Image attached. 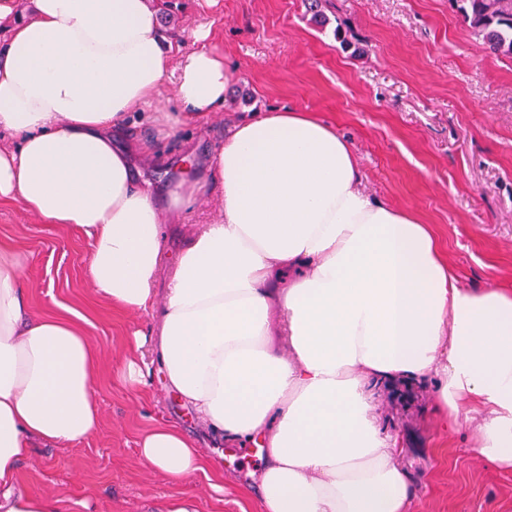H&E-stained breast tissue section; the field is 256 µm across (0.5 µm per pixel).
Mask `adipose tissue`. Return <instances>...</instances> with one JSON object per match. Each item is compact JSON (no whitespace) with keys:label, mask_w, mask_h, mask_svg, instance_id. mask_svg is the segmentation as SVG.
Wrapping results in <instances>:
<instances>
[{"label":"adipose tissue","mask_w":512,"mask_h":512,"mask_svg":"<svg viewBox=\"0 0 512 512\" xmlns=\"http://www.w3.org/2000/svg\"><path fill=\"white\" fill-rule=\"evenodd\" d=\"M0 203L81 232L96 294L149 316L113 375L164 387L218 441L257 449L262 512H412L381 388L431 382L435 412L473 452L512 470V291L459 285L430 227L365 190L350 144L311 112L237 123L213 158L216 215L168 256L162 212L112 132L132 111L172 135L213 116L232 73L199 26L163 46L152 0H0ZM172 85L179 113L159 106ZM30 255L0 245V512H69L12 493L35 443L73 445L102 421L101 354L86 316L30 309ZM166 292H159V280ZM140 462L174 481L223 476L180 427L142 437Z\"/></svg>","instance_id":"adipose-tissue-1"}]
</instances>
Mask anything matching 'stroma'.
Returning <instances> with one entry per match:
<instances>
[{"mask_svg":"<svg viewBox=\"0 0 512 512\" xmlns=\"http://www.w3.org/2000/svg\"><path fill=\"white\" fill-rule=\"evenodd\" d=\"M153 4L173 17L162 27L167 48H190L192 29L209 26L210 44L232 72L220 115L169 137L147 124L129 130L163 157L157 166L135 162L139 182L161 208L181 182L201 188L194 208L168 225V254L216 206L211 157L225 132L288 108L315 113L349 140L368 192L430 225L461 286L512 289V56L483 53L451 0H321L325 27L312 22L304 0ZM338 25L361 40L362 54L340 46ZM240 88L250 91V102L234 98ZM0 242L32 257V310L52 315L66 305L86 313L87 334L106 361L123 355L134 331H148V318L125 314L94 293L84 265L89 243L77 231L4 203ZM95 394L99 429L71 446H37L20 467L18 486L53 490L73 512H159L186 490L195 493L198 512H260L247 491L259 461L237 449L224 451L220 493L201 473L175 482L144 471L139 441L152 419L176 423L202 448L212 445L205 427L161 383L152 397L140 398L105 372ZM377 413L385 433L406 450L414 512H512V471L474 457L466 432H448L433 412L430 385L382 392Z\"/></svg>","mask_w":512,"mask_h":512,"instance_id":"stroma-1","label":"stroma"}]
</instances>
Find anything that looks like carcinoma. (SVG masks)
<instances>
[{
    "label": "carcinoma",
    "mask_w": 512,
    "mask_h": 512,
    "mask_svg": "<svg viewBox=\"0 0 512 512\" xmlns=\"http://www.w3.org/2000/svg\"><path fill=\"white\" fill-rule=\"evenodd\" d=\"M485 53L512 55V0H451Z\"/></svg>",
    "instance_id": "cac0c4a2"
}]
</instances>
